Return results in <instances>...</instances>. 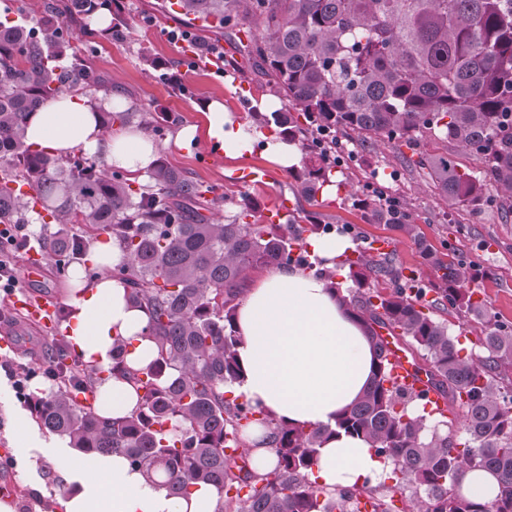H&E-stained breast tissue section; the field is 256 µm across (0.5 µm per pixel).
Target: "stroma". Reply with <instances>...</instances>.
<instances>
[{
    "mask_svg": "<svg viewBox=\"0 0 512 512\" xmlns=\"http://www.w3.org/2000/svg\"><path fill=\"white\" fill-rule=\"evenodd\" d=\"M128 3L127 28L116 33L100 32L94 49L80 50L82 62L124 98L130 111L142 113L147 120L160 112L166 114V145L161 157L191 172L199 181L221 185L228 196L224 215L235 213V204L243 193L256 198L265 210L284 196L293 202L294 216L310 213L319 223L352 227V237L358 243L378 237L392 239L397 263L416 268L421 280H429L431 271L400 232L385 224L363 221L356 207L358 196L370 186L383 189L400 199L434 249L454 255L463 263L479 262L494 271L493 279L476 282L475 288L499 319L512 322V213L492 203L475 213L453 209L439 199L431 181L416 167L418 149L391 142L362 152L357 134L351 132L340 137L353 156L341 167L344 185L332 200L302 194L287 170L259 148L244 157H222L208 163L204 160L205 147H172L181 126L204 125L208 101H221L225 111L239 118L263 111L268 101L275 102L280 110L285 104L259 76L258 63L243 50L233 32L218 28L206 32L211 42L224 50V65L219 68L202 53L187 56V44L169 40L170 32L183 28L174 0ZM146 52L159 60V67L143 60ZM243 168L266 170L270 178L261 184L240 185L233 175ZM13 259L21 274L14 296L36 298L44 292L55 310L68 314L71 269L46 265L31 278L26 274L27 251L14 253ZM14 296H0V328L19 338L16 349L0 348V498L11 499L15 512H53L57 498L80 485L82 474L72 470L69 462L75 451L39 424L25 429L18 419L30 413L29 395L49 387L47 365L40 356L46 347L65 339L66 332L61 328L47 332L28 323L23 312L15 308ZM15 370L25 373L23 385L14 384L11 373Z\"/></svg>",
    "mask_w": 512,
    "mask_h": 512,
    "instance_id": "stroma-1",
    "label": "stroma"
}]
</instances>
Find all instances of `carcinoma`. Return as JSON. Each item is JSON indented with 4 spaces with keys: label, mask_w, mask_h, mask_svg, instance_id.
Returning a JSON list of instances; mask_svg holds the SVG:
<instances>
[{
    "label": "carcinoma",
    "mask_w": 512,
    "mask_h": 512,
    "mask_svg": "<svg viewBox=\"0 0 512 512\" xmlns=\"http://www.w3.org/2000/svg\"><path fill=\"white\" fill-rule=\"evenodd\" d=\"M116 0H72L79 32L91 34L97 18L122 17ZM189 21L212 16L218 26L246 38L244 49L291 107L253 112L247 126H264L293 142L300 166L290 169L301 191L316 195L331 165L307 144L325 127L353 131L364 145L413 142L430 133L480 157L476 178L445 155L425 150L417 165L428 170L441 200L476 212L491 203L512 210V0H180ZM70 21L52 3L40 25L0 20V224L41 221L38 240L48 259L71 263L93 238L106 234L127 256L112 266L125 300L145 311L156 357L139 372L125 362V344H112L114 376H131L138 404L128 416L105 417L77 400L94 393L96 367L70 359L54 344L49 391L30 395L36 421L70 447L95 456L119 454L147 477H164L169 495L205 485L219 495L217 512H512V389L500 385L512 365V323L500 321L474 299L470 284L484 271L447 261L410 214L390 216L363 193L358 205L375 224L408 237L433 272L430 287L408 276L393 254L373 248L343 253L355 288L341 292L336 275L328 288L360 322L374 361L368 387L332 424L292 425L232 396L241 380L236 308L254 271L305 265L306 236L323 224H269L246 194L238 211L215 223L219 195L185 170L160 158L142 183L125 171L104 173L80 149L57 158L27 144V119L64 90L93 96L108 87L61 62L71 49L63 29ZM114 130L134 112L99 109ZM475 313L486 355L461 354L448 321L437 314ZM385 329L411 355L413 366L448 402V417L434 410L433 425L411 414L428 393L396 386L387 358ZM261 424L275 467L258 472L245 453L246 427ZM447 428L442 433L439 427ZM463 427L464 440L456 437ZM363 439L392 464L393 484L328 491L311 479L319 449L340 434ZM499 479L489 504L466 498L459 479L467 469Z\"/></svg>",
    "instance_id": "1"
}]
</instances>
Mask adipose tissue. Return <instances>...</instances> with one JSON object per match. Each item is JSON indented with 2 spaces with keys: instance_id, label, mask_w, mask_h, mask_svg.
I'll list each match as a JSON object with an SVG mask.
<instances>
[{
  "instance_id": "1",
  "label": "adipose tissue",
  "mask_w": 512,
  "mask_h": 512,
  "mask_svg": "<svg viewBox=\"0 0 512 512\" xmlns=\"http://www.w3.org/2000/svg\"><path fill=\"white\" fill-rule=\"evenodd\" d=\"M97 105L83 95L60 94L28 119L26 140L32 148L66 157L80 148L102 157L108 166L145 175L159 146L140 128L106 132L96 119ZM254 134L225 112L221 102L208 103L205 127L182 126L177 146L207 143L224 155L238 157L253 149ZM123 255L108 236L94 242L88 261L98 271L94 280L77 283L68 337L85 362L106 369L112 344L122 337L130 367L147 366L155 345L146 336L148 318L127 305L124 289L111 277ZM241 339L238 356L243 378L233 387L270 417L293 424H331L364 390L374 353L361 326L340 306L337 295L315 269L281 266L268 270L249 288L236 310ZM96 409L104 416L131 413L137 396L129 383L103 377ZM88 480L58 500L59 512H216L218 496L211 487L193 488L185 497L169 496L159 483L133 469L120 455L89 458ZM389 461L361 439L342 435L320 450L313 469L328 487L362 484L390 471Z\"/></svg>"
}]
</instances>
